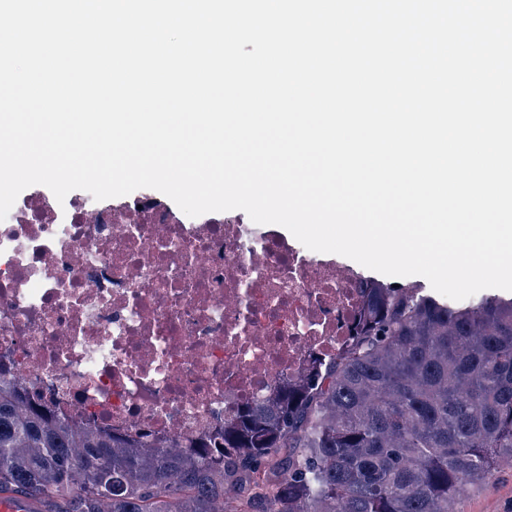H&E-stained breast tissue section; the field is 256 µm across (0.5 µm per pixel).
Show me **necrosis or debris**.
<instances>
[{
  "instance_id": "obj_1",
  "label": "necrosis or debris",
  "mask_w": 512,
  "mask_h": 512,
  "mask_svg": "<svg viewBox=\"0 0 512 512\" xmlns=\"http://www.w3.org/2000/svg\"><path fill=\"white\" fill-rule=\"evenodd\" d=\"M361 300L350 268L236 216L43 188L0 221V386L98 430L194 442L334 354Z\"/></svg>"
}]
</instances>
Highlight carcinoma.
Returning a JSON list of instances; mask_svg holds the SVG:
<instances>
[{
	"label": "carcinoma",
	"mask_w": 512,
	"mask_h": 512,
	"mask_svg": "<svg viewBox=\"0 0 512 512\" xmlns=\"http://www.w3.org/2000/svg\"><path fill=\"white\" fill-rule=\"evenodd\" d=\"M359 287L335 355L185 451L0 388V492L33 512H455L462 487L512 467V298Z\"/></svg>",
	"instance_id": "carcinoma-1"
}]
</instances>
